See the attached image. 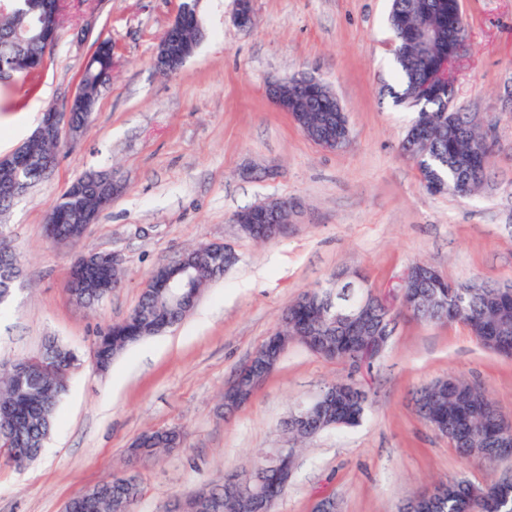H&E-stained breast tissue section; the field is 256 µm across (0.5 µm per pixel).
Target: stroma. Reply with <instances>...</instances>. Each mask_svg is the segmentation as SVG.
Returning <instances> with one entry per match:
<instances>
[{"mask_svg": "<svg viewBox=\"0 0 512 512\" xmlns=\"http://www.w3.org/2000/svg\"><path fill=\"white\" fill-rule=\"evenodd\" d=\"M184 0H69L62 36L33 77L0 85V155L21 145L45 106L77 86L99 41L112 42V80L90 122L61 144L58 163L0 214L19 276L0 306V363L38 355L51 341L74 350L57 421L40 456L18 468L0 453V512H62L82 489L130 470L139 512H162L173 495L291 448L284 428L297 407L347 368L289 344L249 403L221 404L238 370L301 293L359 273L387 293L412 262L456 283L512 284V0H461L465 46L453 108L495 139L485 186L471 197L433 194L400 143L416 117L396 103L391 0H252L254 23L234 22L237 0H197L206 33L172 75L154 66L160 39ZM301 73L325 81L348 115L340 150L315 145L270 102L269 81ZM262 168L277 170L257 179ZM89 170L123 186L77 246L48 243L45 217ZM271 197L296 201L287 234L257 242L233 221ZM230 245L237 264L203 289L181 325L141 340L104 372L93 365L98 333L138 305L154 269L208 242ZM117 254L124 279L99 306L66 290L75 251ZM448 375L479 382L512 419V359L484 348L463 324L398 316L371 377L360 425L308 441L274 512H312L334 496L340 512H399L440 480L483 483L487 468L460 456L415 411L417 391ZM174 428L179 448L131 460L142 434Z\"/></svg>", "mask_w": 512, "mask_h": 512, "instance_id": "1", "label": "stroma"}]
</instances>
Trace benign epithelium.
Instances as JSON below:
<instances>
[{"label":"benign epithelium","instance_id":"obj_1","mask_svg":"<svg viewBox=\"0 0 512 512\" xmlns=\"http://www.w3.org/2000/svg\"><path fill=\"white\" fill-rule=\"evenodd\" d=\"M192 13L194 9L189 6L183 7L166 29L154 60L159 70L170 74L178 72L188 61L189 56L193 55V50L203 41L204 32L200 25L189 24ZM461 18L462 11L459 8L446 14L448 29L455 32V37L448 43V53L440 56L419 82L420 95L442 101L443 111L437 114V119L441 121L450 116L454 69L465 42V37L458 33ZM253 21L252 0H238L236 24L241 28H249ZM34 29L39 31V38L45 44V49L48 50L55 45L58 29L54 21L40 17L35 21ZM267 96L277 109L288 113L295 126L300 129L303 128L304 113L310 110V105L317 101L325 103L323 111L339 112L341 119L337 125L330 124L326 127V133L319 141V146L328 150H339L349 144L350 127L347 115L335 93L323 80L313 75H305L293 83L286 78L275 79L267 85ZM82 101L83 85L79 84L61 104L54 105L42 113L34 132L19 147L7 155L0 156V168L14 172L13 181L6 187L7 192L14 198L19 199L29 192L31 183L27 179V169L32 163L39 164L43 175L55 167L57 154L42 151L41 146L45 142H73L80 136L83 128L75 121L71 108ZM429 135L428 121H415L408 128L403 140L405 155L420 160L422 146ZM121 189L120 183L107 171L88 172L69 185L67 192L68 199L73 202L72 217L79 225L81 235H86L91 224L96 222L101 212L112 205V200ZM88 197L94 198L96 202L92 209L83 204V200ZM296 207V202L288 198H269L238 212L234 216V222L240 232L256 241L275 240L287 233ZM53 216L54 212L51 211L46 218L49 241L53 244H76V240L58 233ZM206 256L216 278L223 276L237 262L234 250L222 242L208 243ZM120 267L121 260L110 251H83L69 266L67 287L73 290L106 288L112 292L121 286V280L116 276ZM192 277L193 274L188 268L185 269L183 280L178 282L167 272L156 270L149 278L145 289L153 294H168L183 299L191 307L200 295V289L194 287ZM424 288L439 289L438 293L430 296L432 305L448 311V299L453 296L456 285L448 282L434 266L424 261L409 264L398 278L396 288L392 289L389 295L379 296L370 292L364 295L357 309L348 315L340 314L330 296H313L309 301L320 315V319L307 324L302 332V338L312 351L326 359L334 360L336 346L327 339L326 329L328 323L339 320L350 336L361 340L358 351L351 352V355L358 356V361L363 364L372 363L384 350L387 342L385 336L372 335L373 325L378 319L375 306H383L389 311L390 318L397 314L421 318L426 314V301L422 292ZM288 325L290 321L288 314L285 313L281 316L277 328L244 365L241 377L224 390V409L234 410L247 404L259 385L273 372L288 347V337L285 336ZM366 394L368 389L360 382L327 383L310 401L299 405L289 417L287 427L306 430L311 428L317 418L332 420L339 416L342 408L346 406L356 402L365 404ZM510 446L512 439L503 440L497 436L484 438L480 444L469 446L467 458L482 463L487 456L498 452V449ZM296 460L294 448H275L263 456L262 461L267 463V469L273 476V488L266 495L252 497L250 507L253 508V512H270V505L286 490ZM255 481L257 478L252 467L224 475V482L230 489L240 490ZM461 486L466 488L467 498L480 503L488 502L495 508L512 501V476L509 474L501 476L497 487L492 490L466 483L461 485L457 480L451 482L453 490ZM446 495V487L438 491L419 493L404 504L401 512H432L437 500ZM208 501L210 488L202 486L170 498L164 506V512H200V508Z\"/></svg>","mask_w":512,"mask_h":512}]
</instances>
